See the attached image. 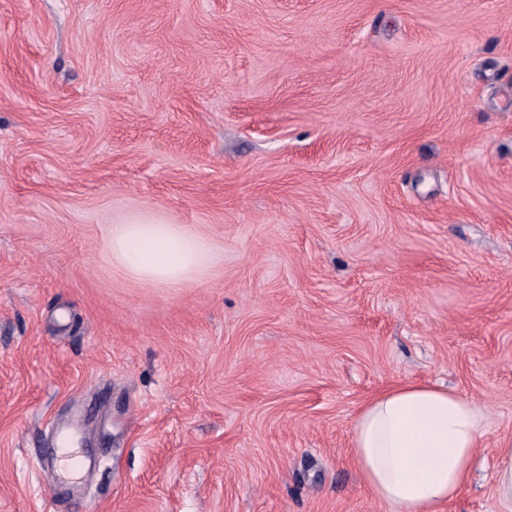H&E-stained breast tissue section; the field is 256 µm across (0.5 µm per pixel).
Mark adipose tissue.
<instances>
[{
	"mask_svg": "<svg viewBox=\"0 0 512 512\" xmlns=\"http://www.w3.org/2000/svg\"><path fill=\"white\" fill-rule=\"evenodd\" d=\"M109 249L127 273L174 284L209 267L215 254L178 224L132 219L112 227ZM485 415L473 400L431 383L399 384L373 396L351 431V454L366 485L403 512H442L465 486Z\"/></svg>",
	"mask_w": 512,
	"mask_h": 512,
	"instance_id": "1",
	"label": "adipose tissue"
}]
</instances>
